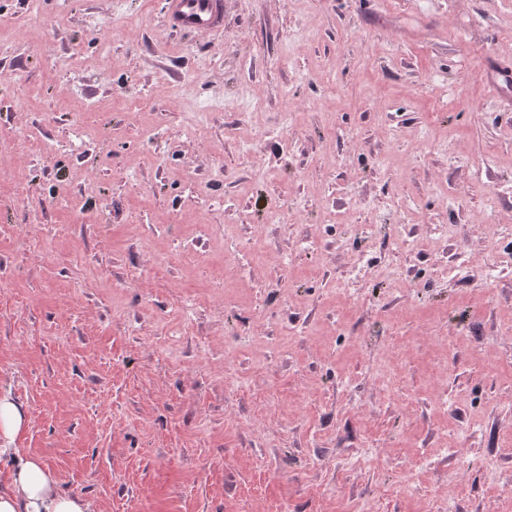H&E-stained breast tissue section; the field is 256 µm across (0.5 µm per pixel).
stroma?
<instances>
[{"label":"stroma","instance_id":"1","mask_svg":"<svg viewBox=\"0 0 512 512\" xmlns=\"http://www.w3.org/2000/svg\"><path fill=\"white\" fill-rule=\"evenodd\" d=\"M113 2L0 0L13 447L99 512H512V269L442 273L512 249V0H224L206 34ZM380 214L420 250L354 234Z\"/></svg>","mask_w":512,"mask_h":512}]
</instances>
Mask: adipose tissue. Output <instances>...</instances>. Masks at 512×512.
Segmentation results:
<instances>
[{"instance_id":"adipose-tissue-1","label":"adipose tissue","mask_w":512,"mask_h":512,"mask_svg":"<svg viewBox=\"0 0 512 512\" xmlns=\"http://www.w3.org/2000/svg\"><path fill=\"white\" fill-rule=\"evenodd\" d=\"M26 419L20 404L0 397V458L7 460L5 480L0 483V512H97L92 500L63 493L42 459L9 448Z\"/></svg>"}]
</instances>
